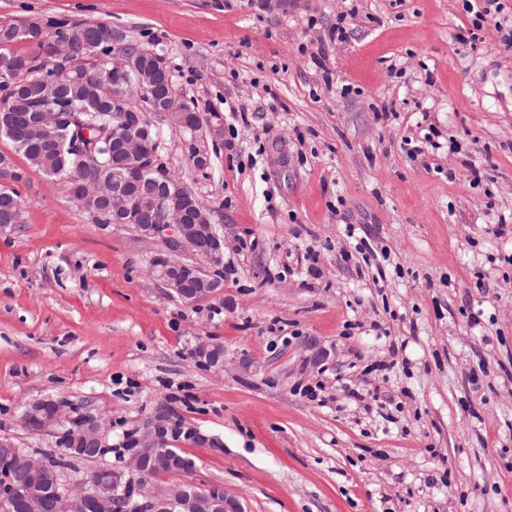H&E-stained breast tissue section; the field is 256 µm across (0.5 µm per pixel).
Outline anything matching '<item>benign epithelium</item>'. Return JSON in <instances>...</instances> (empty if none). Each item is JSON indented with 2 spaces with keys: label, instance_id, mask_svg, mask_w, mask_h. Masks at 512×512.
Listing matches in <instances>:
<instances>
[{
  "label": "benign epithelium",
  "instance_id": "1",
  "mask_svg": "<svg viewBox=\"0 0 512 512\" xmlns=\"http://www.w3.org/2000/svg\"><path fill=\"white\" fill-rule=\"evenodd\" d=\"M74 45L68 41L53 44L52 65L55 76L52 81L44 82L43 93L50 97L70 79L76 70L73 57ZM113 69L123 74L124 80L112 81V98H118L117 91H133L134 81L127 74V67L133 57L119 49L111 55ZM186 102L174 94L167 95L168 116H177L180 125L186 127L192 120V113L185 111ZM74 126L69 149L80 154H89L94 145L87 143L88 129L78 115L70 112H45L41 121L33 128H40L46 137L67 125ZM123 129L114 138L120 150L129 155L127 178L117 177L107 181L94 173H82L69 179L71 197L92 217L109 206L112 199L128 192L127 186L133 174L145 170L155 172L148 183L137 194L131 196V203L112 212V223L124 224L141 239H155L161 242V248L149 260L151 276L172 290L179 298L186 301L196 300L198 293L187 287L186 272H193L192 279H199L206 285L207 296H213L223 287V278L219 272L224 265V237L216 225L210 223L209 208L197 202L196 224L186 223L184 202L189 194L185 184L173 177L156 151L146 149L145 125L140 115L122 120ZM191 158L196 168L206 170L210 165V152L206 143H191ZM190 256L205 258L209 267L203 269L186 261ZM195 357L198 363L220 370L224 367L222 350L210 340L201 339L195 345ZM24 419L28 429L36 435H49L60 441L61 437L70 438V447L64 454L80 453L84 459L100 462L106 451L112 448L109 428L102 415L91 411L82 413L75 419L74 411L67 409V404L53 398H44L30 403L25 410ZM170 429L167 412L158 407L146 417L133 431L132 448L125 452L122 461L115 468L108 469L109 476L96 483L81 485L67 496V512H85L91 506L95 512H112L116 489L131 483L135 486L137 500L129 507L131 512H172L173 498L167 494L164 478L155 475L148 465L154 449L161 447L166 433ZM22 449L15 439L8 434H0V456L16 459L21 457ZM223 499L217 498L212 503H223L224 512H242L237 497L220 486L216 488Z\"/></svg>",
  "mask_w": 512,
  "mask_h": 512
}]
</instances>
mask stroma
<instances>
[{
	"label": "stroma",
	"mask_w": 512,
	"mask_h": 512,
	"mask_svg": "<svg viewBox=\"0 0 512 512\" xmlns=\"http://www.w3.org/2000/svg\"><path fill=\"white\" fill-rule=\"evenodd\" d=\"M31 18L112 25L219 113L203 172L145 118L227 248L222 293L183 301L147 273L159 241L93 223L0 137L23 201L0 230V433L54 451L21 423L52 397L111 419L113 463L164 403L219 442L182 443L190 482L244 512H512V49L493 25L471 41L460 0H0V22ZM423 118L461 153H415ZM201 338L223 370L192 357Z\"/></svg>",
	"instance_id": "obj_1"
}]
</instances>
